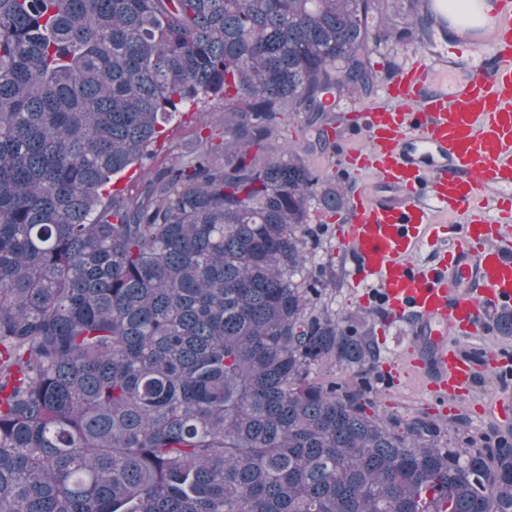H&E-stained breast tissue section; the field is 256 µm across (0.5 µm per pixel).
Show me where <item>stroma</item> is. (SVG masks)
Masks as SVG:
<instances>
[{
    "mask_svg": "<svg viewBox=\"0 0 512 512\" xmlns=\"http://www.w3.org/2000/svg\"><path fill=\"white\" fill-rule=\"evenodd\" d=\"M431 14L426 0H405L399 12L386 18L381 44L372 57L377 83L389 80L419 52L439 50L442 35L439 27L430 23ZM414 16L429 21L427 35L408 32L407 22ZM378 98V93L374 92L367 97L354 94L337 99L329 113L335 132L326 148L311 158L313 167L321 176L346 182L347 177L341 168L346 138L342 116L349 109ZM201 136L206 137L211 151L223 152V101L213 100L200 106L183 107L175 117L164 121L161 136L151 146V166L165 168L187 162L191 158V148ZM347 216L344 210L331 216L319 206H312V240L308 248L313 255V268L320 273L323 305L349 334L367 337L374 347V355L360 367H317L312 373L313 379L362 391L368 400L375 403L380 414L401 422L420 415L430 416L441 425L442 444L447 448L485 452L504 442L512 444V421L496 424L473 410L475 404L497 395L512 403V388L504 392L498 390L492 366L480 369L468 399L454 402L422 394L420 388L406 377L400 378L395 384L384 380V367L416 357L419 345L405 328L389 325L387 314L377 301L362 303L351 288L349 271L353 263L352 255L338 247L334 232L336 224Z\"/></svg>",
    "mask_w": 512,
    "mask_h": 512,
    "instance_id": "35a3bbf8",
    "label": "stroma"
}]
</instances>
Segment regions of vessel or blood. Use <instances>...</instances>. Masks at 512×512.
<instances>
[{"label": "vessel or blood", "instance_id": "1", "mask_svg": "<svg viewBox=\"0 0 512 512\" xmlns=\"http://www.w3.org/2000/svg\"><path fill=\"white\" fill-rule=\"evenodd\" d=\"M475 30L480 60L416 54L381 102L351 110L342 158L358 183L335 230L351 282L378 288L391 323L412 324L432 373L400 370L436 399L476 382L482 355L456 338L483 335L512 306V0H494ZM425 243L436 255L416 261Z\"/></svg>", "mask_w": 512, "mask_h": 512}]
</instances>
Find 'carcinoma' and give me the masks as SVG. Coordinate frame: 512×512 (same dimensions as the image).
Segmentation results:
<instances>
[{
  "label": "carcinoma",
  "mask_w": 512,
  "mask_h": 512,
  "mask_svg": "<svg viewBox=\"0 0 512 512\" xmlns=\"http://www.w3.org/2000/svg\"><path fill=\"white\" fill-rule=\"evenodd\" d=\"M396 8L0 0V512H512V446L310 378L373 355L314 306L311 205L347 192L309 157ZM210 99L223 159L105 192ZM287 109L316 136L270 154Z\"/></svg>",
  "instance_id": "carcinoma-1"
}]
</instances>
